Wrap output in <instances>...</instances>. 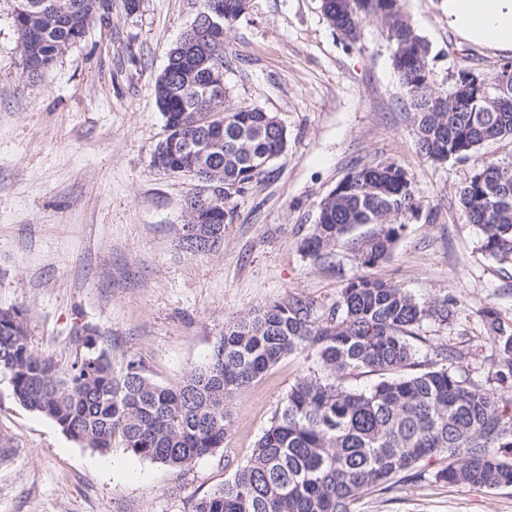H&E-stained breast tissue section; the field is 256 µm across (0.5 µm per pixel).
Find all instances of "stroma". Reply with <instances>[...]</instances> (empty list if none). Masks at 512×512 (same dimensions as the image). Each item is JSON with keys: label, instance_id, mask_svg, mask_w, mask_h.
Here are the masks:
<instances>
[{"label": "stroma", "instance_id": "stroma-1", "mask_svg": "<svg viewBox=\"0 0 512 512\" xmlns=\"http://www.w3.org/2000/svg\"><path fill=\"white\" fill-rule=\"evenodd\" d=\"M431 44L444 87L459 69L492 78L512 54L451 32L442 0H402ZM200 0H141L50 68L23 64L13 0H0V309L28 313L34 350L66 363L77 328L90 326L115 373L140 362L174 385L210 358L226 324L296 294L330 306L360 267L348 241L319 262L298 244L320 202L356 164L393 161L413 178L421 205L372 276L430 305L455 304L447 320L417 329V359L449 365L459 378L512 398V380L487 375L496 353L484 312L512 327V268L480 248L460 192L482 162H512V138L485 142L470 160L426 161L406 91L391 63L384 24L367 19L347 46L328 26L321 0H250L228 30L224 81L234 106L278 117L288 146L251 189L225 207L232 221L217 252L182 250L189 177L151 165L165 134L151 85L191 26ZM456 351V360L442 358ZM309 367L283 358L231 402L223 448L178 472L121 446H80L50 419L15 402L0 377V512H193L204 495L250 460L290 385ZM356 512H512V487L425 479L366 492Z\"/></svg>", "mask_w": 512, "mask_h": 512}]
</instances>
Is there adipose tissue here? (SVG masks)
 Returning <instances> with one entry per match:
<instances>
[{
    "instance_id": "ef3b65f1",
    "label": "adipose tissue",
    "mask_w": 512,
    "mask_h": 512,
    "mask_svg": "<svg viewBox=\"0 0 512 512\" xmlns=\"http://www.w3.org/2000/svg\"><path fill=\"white\" fill-rule=\"evenodd\" d=\"M448 27L464 41L512 51V0H444Z\"/></svg>"
}]
</instances>
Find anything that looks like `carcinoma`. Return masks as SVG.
I'll return each instance as SVG.
<instances>
[{"label": "carcinoma", "mask_w": 512, "mask_h": 512, "mask_svg": "<svg viewBox=\"0 0 512 512\" xmlns=\"http://www.w3.org/2000/svg\"><path fill=\"white\" fill-rule=\"evenodd\" d=\"M223 28H230L249 0H219ZM329 26L353 44L364 19L387 27L391 61L414 112L418 145L432 162L464 161L484 142L512 136V103L489 108L472 95L437 86L431 46L403 13L400 0H321ZM14 21L25 67H51L96 24L112 16V0H16ZM224 34L205 39L187 30L171 49L152 85L166 135L152 166L179 174L206 166L222 172L224 196L203 203L186 199L185 212L210 247L183 237L191 254L217 250L232 215L224 201L268 173L288 146L277 116L259 107L230 105L229 88L213 81L224 71ZM466 221L481 232V250L512 263V167L485 162L460 197ZM413 178L392 161L348 172L320 202L311 232L299 244L315 261L359 227L351 239L358 265L384 262L401 236L406 217H419ZM454 302L432 307L408 291L367 274L351 278L334 305L319 311L299 295L268 302L253 316L224 327L210 361L176 385L162 386L130 362L116 375L112 354L98 331L74 332L75 354L66 365L35 352L25 310H0V375L14 399L52 420L72 440L98 452L112 444L183 470L224 447L229 405L281 359L303 354L308 373L290 387L283 405L258 439L252 457L232 480L200 498L194 512H355L368 490L384 493L421 479L420 463L437 455L448 465L431 477L474 487H512V399L483 384L459 379L449 368L417 365L414 330L435 316L445 321ZM499 359L492 375L512 376V333L495 312L485 311ZM363 369L380 378L354 388L345 380Z\"/></svg>", "instance_id": "carcinoma-1"}]
</instances>
